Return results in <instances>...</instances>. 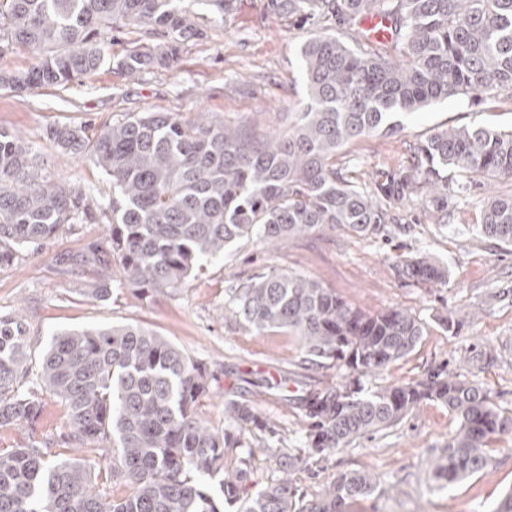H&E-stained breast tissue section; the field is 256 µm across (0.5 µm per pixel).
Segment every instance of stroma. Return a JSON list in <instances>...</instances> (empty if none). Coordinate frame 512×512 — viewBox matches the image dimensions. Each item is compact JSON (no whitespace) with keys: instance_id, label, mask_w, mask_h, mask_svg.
<instances>
[{"instance_id":"1","label":"stroma","mask_w":512,"mask_h":512,"mask_svg":"<svg viewBox=\"0 0 512 512\" xmlns=\"http://www.w3.org/2000/svg\"><path fill=\"white\" fill-rule=\"evenodd\" d=\"M305 37V29L269 14L266 0H240L237 13L226 21H203L201 35L183 43L173 67L152 69L138 81L103 69L64 88L19 94L0 90V127L38 149L51 172L88 202L108 199L111 182L88 159L50 145L49 127L97 128L132 112L160 111L186 121L205 112L210 120L246 126L259 135L286 132L307 103L299 61ZM402 124L396 135L368 137L345 148L340 163L363 175L366 183L382 181L409 167L414 146L433 128L484 125L511 131L512 106L489 109L460 96L435 102ZM493 190L510 191L512 182L472 177L467 196L449 202L450 223H476ZM107 224L102 217L65 227L38 251L19 252L12 265L0 269V315L26 308L33 361H40L60 331L143 324L215 374V395L203 401L202 417L223 425L218 395L234 389L255 403L262 419L279 426L283 450L302 447L306 424L291 396L342 382L347 371L305 363L301 344L290 333L258 334L225 320L227 288L273 269L312 277L363 311L402 308L425 324L416 349L367 378L366 386L419 379L442 365L464 373L469 358L490 350L496 360L476 371L475 380L502 414L512 416V247L441 229L422 198L408 202L402 223L392 225L386 237L361 238L327 228L272 248L252 240L236 243L223 258L205 261L174 296L154 302L117 285L108 299L88 295L100 268L75 267L69 259L104 243ZM419 255L447 267V282L422 283L403 275L401 260ZM443 316L458 320V328L445 330L439 323ZM280 379L287 380V391L268 389L269 381ZM455 427L447 408L425 402L393 428L306 463L291 478L311 495L343 473L369 472L378 483L376 492L353 501L347 512H485L512 487V435L495 443L481 473L442 489L431 478L430 462Z\"/></svg>"}]
</instances>
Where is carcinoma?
<instances>
[{
    "label": "carcinoma",
    "mask_w": 512,
    "mask_h": 512,
    "mask_svg": "<svg viewBox=\"0 0 512 512\" xmlns=\"http://www.w3.org/2000/svg\"><path fill=\"white\" fill-rule=\"evenodd\" d=\"M270 13L311 34L299 49L308 101L283 134L258 136L224 124L186 123L173 112H137L88 133L56 125L49 143L83 156L112 182L106 206L65 187L32 145L0 127V267L84 224L94 210L110 215L107 245L126 288L150 301L171 296L209 259L241 239L263 243L308 237L328 226L374 237L399 223L411 195L433 197L437 223L512 245V194L485 201L480 221L448 223V198L468 191L449 177L512 180V131L483 125L437 129L413 153L410 172L391 175L374 192L356 171L336 167L341 149L361 138L403 129L401 114L471 95L512 103V0H267ZM236 0H0V57L18 47L37 55L25 71H0V89L59 87L115 67L127 77L178 61L182 41L204 14H235ZM380 15L391 27L372 40L360 27ZM348 28L351 42L333 33ZM155 34L114 57V30ZM417 282H446L448 271L424 257L407 264ZM224 313L258 334L297 336L304 358L348 370L344 383L297 399L307 421L305 446L284 455L269 440L275 427L236 392L224 395V426L200 414L214 376L179 347L141 324L92 326L56 334L31 373L26 323L0 316V430L22 428L25 440L0 449V512H221L209 481L220 477L224 503L238 512H345L372 495L377 482L352 471L313 498L288 474L311 458L392 428L423 402L446 408L457 422L437 458L433 478L445 488L482 472L490 444L512 432L488 392L447 368L420 380L368 388L364 379L407 357L425 326L401 308L367 314L319 281L301 274L258 272L228 289ZM57 397L67 426L37 431L41 392ZM262 452L285 476L250 494L256 470L253 429ZM86 457L61 458L54 447ZM125 495L114 498L111 488Z\"/></svg>",
    "instance_id": "obj_1"
}]
</instances>
